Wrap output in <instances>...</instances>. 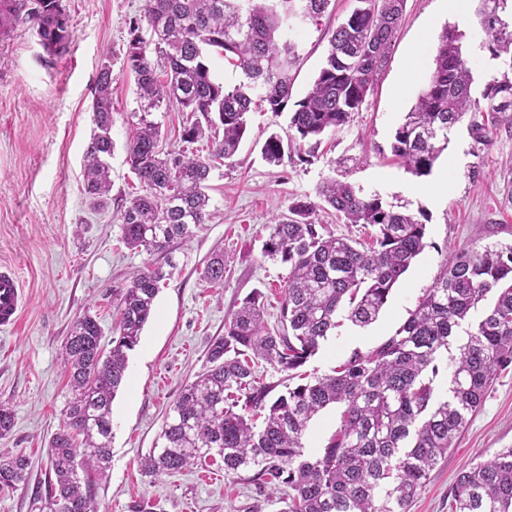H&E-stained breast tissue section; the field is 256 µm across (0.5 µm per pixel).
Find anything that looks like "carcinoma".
I'll return each instance as SVG.
<instances>
[{"mask_svg": "<svg viewBox=\"0 0 512 512\" xmlns=\"http://www.w3.org/2000/svg\"><path fill=\"white\" fill-rule=\"evenodd\" d=\"M332 0H147L143 18L129 23L126 67L134 76L139 110L126 159L142 194L120 213L122 243L163 263L116 289L119 318L112 348L86 313L63 346L71 396L63 425L49 441L46 512H93L90 480L112 458V401L124 384L127 353L140 341L162 282L175 268L174 242L192 239L208 223V181L213 162L235 156L256 102L283 112L293 93L302 46L293 35L318 23ZM349 16L329 31V49L308 93L294 103L290 128L315 153L321 138L362 111L388 65L406 0H356ZM485 33L480 50L499 61L497 75L475 86L463 54V34L447 26L416 103L398 125L391 153L407 172L426 177L448 148V133L463 120L473 141L493 144L500 125L512 129V24L501 12L507 0H478ZM27 21L50 53L72 38L62 0H0V35ZM156 57H151V54ZM224 58L242 73L226 86L211 73L208 56ZM163 67L165 78L157 68ZM177 106L189 112L180 139L194 144L223 126L208 157L163 147L154 113ZM93 130L85 151L84 192L91 207H108L112 190V71L101 68L91 106ZM264 159L279 164L284 143L270 135ZM332 209L347 224L373 229L371 242L337 237L315 221ZM426 224L412 213L364 196L349 183L327 178L316 199L297 200L269 225L263 256L288 265L281 302L283 329L264 324L255 291L211 340L206 370L184 386L169 410L161 444L141 459L146 472L174 475L200 459L218 457L224 474L251 470V481L280 486L279 512H408L438 458L452 447L499 372L512 365V246L452 251L436 279L394 335L375 349H355L333 375L314 377L270 397L256 380L262 360L288 379L314 356L346 314L357 327L377 321L394 286L425 248ZM203 278L224 282V256L213 257ZM481 319L471 312L485 301ZM447 381L446 397L436 380ZM342 406L339 428L318 452L303 439L313 417ZM14 410L0 403V438L10 434ZM27 456L0 455V490L29 477ZM451 512H512V448L462 469L451 489Z\"/></svg>", "mask_w": 512, "mask_h": 512, "instance_id": "obj_1", "label": "carcinoma"}]
</instances>
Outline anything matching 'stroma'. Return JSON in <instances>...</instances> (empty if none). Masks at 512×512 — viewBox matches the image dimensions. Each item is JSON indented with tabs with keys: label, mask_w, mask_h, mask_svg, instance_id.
<instances>
[{
	"label": "stroma",
	"mask_w": 512,
	"mask_h": 512,
	"mask_svg": "<svg viewBox=\"0 0 512 512\" xmlns=\"http://www.w3.org/2000/svg\"><path fill=\"white\" fill-rule=\"evenodd\" d=\"M334 0L319 23L295 31L303 58L293 86L300 100L321 67L326 32L354 8ZM73 31L68 48L51 55L28 22L0 40V266L22 284L14 325L0 329V403L11 405L15 423L0 439V453H25L27 483L0 491V512H42L37 488L49 480L48 442L59 429L70 396L62 346L74 321L97 314L104 332L116 322L115 288L154 266L155 255L135 253L120 242L119 213L140 192L126 161L125 144L138 109L134 78L124 65L128 26L143 15L146 0H62ZM451 19L440 0H406L395 47L361 112L322 138L310 161L289 149L280 165L268 164L261 147L273 133L288 135L289 112H250L237 154L217 161L210 174L208 224L187 242H175L177 267L155 300V315L128 354L125 382L112 402V460L91 474L96 512H131L141 500L155 512H276L269 488L247 473L228 476L222 462H206L172 476L151 477L139 466L154 448L170 406L183 387L205 371L212 339L253 291L264 302V322L279 328L286 266L262 256L274 217L292 201L314 197L325 178L350 183L362 195L421 216L425 248L393 288L379 319L360 328L341 321L304 370L333 373L353 350L369 351L395 334L419 297L431 288L453 247L512 245V199L501 172L512 158V133L499 132L478 150L466 124H459L431 175L415 177L396 161L390 142L429 74L438 37ZM466 58L477 82L499 64L478 46L484 38L477 15L461 27ZM112 70V139L109 160L112 201L89 208L83 192V156L92 130L91 103L102 65ZM417 78L403 85L408 65ZM462 154L461 167L450 159ZM224 255V283L210 286L203 269ZM512 448V367L499 373L481 407L445 458L439 460L409 512H449L457 473Z\"/></svg>",
	"instance_id": "1"
}]
</instances>
